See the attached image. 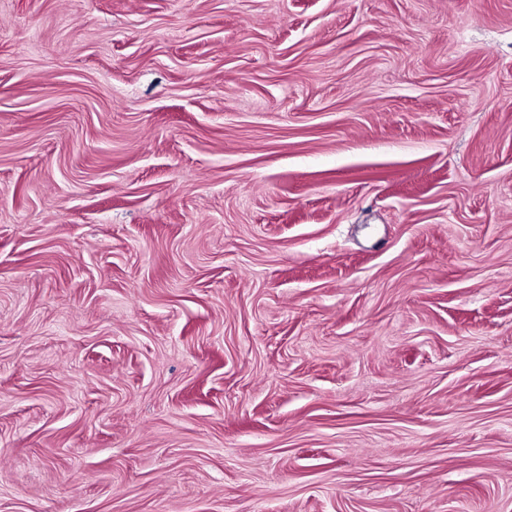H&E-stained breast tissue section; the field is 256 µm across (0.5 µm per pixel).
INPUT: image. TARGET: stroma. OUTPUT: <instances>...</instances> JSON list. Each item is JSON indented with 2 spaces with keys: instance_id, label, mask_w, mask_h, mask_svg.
<instances>
[{
  "instance_id": "stroma-1",
  "label": "stroma",
  "mask_w": 512,
  "mask_h": 512,
  "mask_svg": "<svg viewBox=\"0 0 512 512\" xmlns=\"http://www.w3.org/2000/svg\"><path fill=\"white\" fill-rule=\"evenodd\" d=\"M0 512H512V0H0Z\"/></svg>"
}]
</instances>
